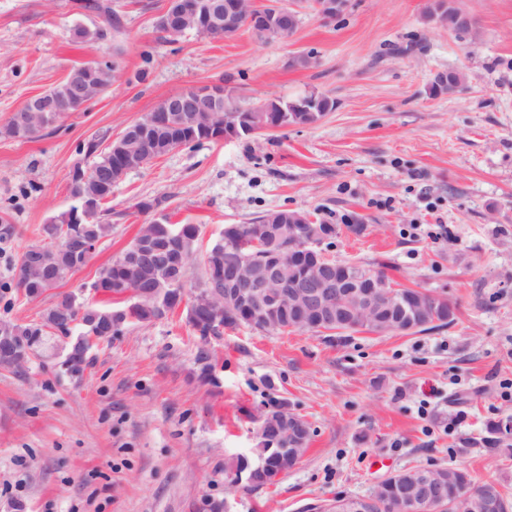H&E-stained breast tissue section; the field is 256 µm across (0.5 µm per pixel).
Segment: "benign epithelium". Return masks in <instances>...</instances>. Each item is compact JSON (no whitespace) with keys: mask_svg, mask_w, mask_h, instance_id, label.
I'll return each mask as SVG.
<instances>
[{"mask_svg":"<svg viewBox=\"0 0 512 512\" xmlns=\"http://www.w3.org/2000/svg\"><path fill=\"white\" fill-rule=\"evenodd\" d=\"M315 12L323 19H334L347 7V0H313ZM215 5L212 0H168L166 10L159 16L158 25L169 35L176 37L183 33L186 24L208 32L214 29L212 13ZM224 13V35L233 34L240 20H246L256 34L261 37L280 40L295 32L298 26V11L283 6L275 0L259 8L253 0H222ZM100 96L92 84H69L58 95L45 94L31 98L23 108L25 112L48 113V124L58 121L61 112H79L93 99ZM224 102V86H196L169 96L161 101L154 112L128 124L124 131L110 140L112 153L121 158L120 164L112 169V175L104 172L100 178L112 182L121 180L128 172L143 167V164L127 165L125 144L140 143L149 138L158 128L173 127L183 112H214ZM261 117L254 124L251 133L268 130L276 126L266 104L259 103L247 107ZM236 114L228 111L224 115V126L217 129L214 138L226 141L238 138ZM308 213L296 210L292 213L273 212L254 226L242 247L264 245L274 249V257L269 262L256 263L247 254H238L230 264L224 265V277L211 282L204 294L210 308L216 313H230L245 310L263 315L269 319L273 304L286 302L292 305L299 321L310 328H324L344 325L356 328L373 315L379 304L392 308L396 320L394 324L407 330L419 326L424 316L420 303L409 298L398 299L393 290H382V285L365 277L336 272V262L319 251L315 233L288 231L290 224H308ZM94 242L88 239L66 236L54 240L49 246H42L27 253L23 269L28 273L42 275L46 279L55 272L56 254L66 249L73 256H87L93 250ZM297 252H305L313 257L312 272L305 278L286 282L280 276L282 265L288 257ZM135 262L143 268H154L161 263V257L152 244L150 233L142 232L131 252L123 256V263ZM282 434L289 440L290 447L280 449L282 455L294 464L304 458L303 446L309 436L306 421L298 415L281 409ZM420 491L416 496L403 495L389 512H421L420 505L435 507L437 512H458L462 497L448 501L444 479L435 469L419 472Z\"/></svg>","mask_w":512,"mask_h":512,"instance_id":"1","label":"benign epithelium"}]
</instances>
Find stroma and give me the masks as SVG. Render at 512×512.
<instances>
[{"mask_svg":"<svg viewBox=\"0 0 512 512\" xmlns=\"http://www.w3.org/2000/svg\"><path fill=\"white\" fill-rule=\"evenodd\" d=\"M433 3L348 0L333 20L301 8L286 42L245 27L170 42L155 26L168 0H112L117 30L75 0H0V122L77 66H117L84 111L33 139L0 136V320L39 319L68 293L98 301L99 270L154 217L197 225L204 249L224 225L282 208L335 225L331 258L455 306L441 329L348 341L245 326L203 341L180 307L93 347L81 379L55 359L0 369V512H209L212 499L230 512H308L403 470L448 466L512 500V447L483 443L512 417V0H454L473 22L466 33L432 22ZM308 53L314 65L296 66ZM448 70L463 87L430 96ZM214 84L242 107L314 92L336 108L128 172L101 206L112 231L88 262L37 298L17 293L20 256L74 204L83 144L107 146L167 96ZM202 346L212 384L198 378ZM277 401L314 429L302 462L257 491L231 484L225 458L249 453Z\"/></svg>","mask_w":512,"mask_h":512,"instance_id":"1","label":"stroma"}]
</instances>
